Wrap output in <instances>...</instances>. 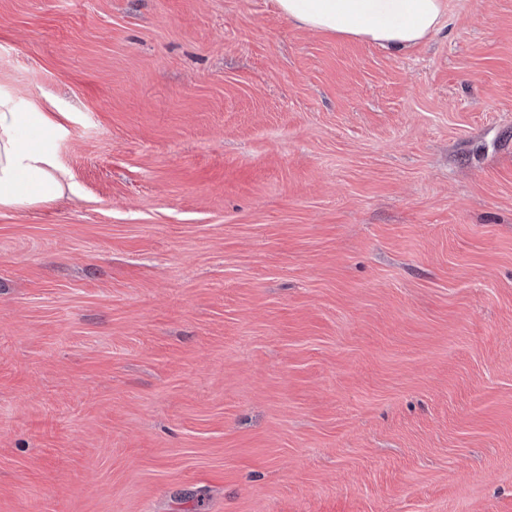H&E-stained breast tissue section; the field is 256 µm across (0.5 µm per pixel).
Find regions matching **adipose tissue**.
<instances>
[{
	"mask_svg": "<svg viewBox=\"0 0 512 512\" xmlns=\"http://www.w3.org/2000/svg\"><path fill=\"white\" fill-rule=\"evenodd\" d=\"M300 27L339 38L373 42L392 53L411 49L435 33L442 0H277ZM55 123L36 106L19 109L0 90V207L29 206L60 197L50 136Z\"/></svg>",
	"mask_w": 512,
	"mask_h": 512,
	"instance_id": "1",
	"label": "adipose tissue"
}]
</instances>
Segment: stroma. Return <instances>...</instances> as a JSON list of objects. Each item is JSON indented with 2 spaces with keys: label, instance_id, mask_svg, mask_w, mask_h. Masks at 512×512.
<instances>
[{
  "label": "stroma",
  "instance_id": "1",
  "mask_svg": "<svg viewBox=\"0 0 512 512\" xmlns=\"http://www.w3.org/2000/svg\"><path fill=\"white\" fill-rule=\"evenodd\" d=\"M0 89V512H512V0H0ZM299 27L373 42L391 53L411 49L435 33L442 0H277ZM57 126L36 106L20 110L0 90V207L29 206L60 197L49 136Z\"/></svg>",
  "mask_w": 512,
  "mask_h": 512
}]
</instances>
